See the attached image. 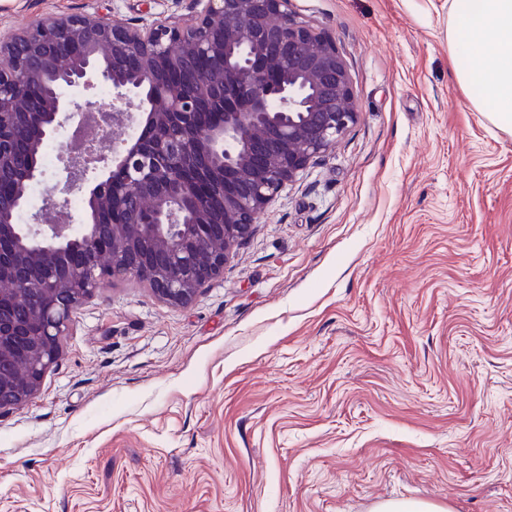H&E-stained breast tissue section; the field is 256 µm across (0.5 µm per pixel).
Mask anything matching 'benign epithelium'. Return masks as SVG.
Masks as SVG:
<instances>
[{
    "instance_id": "1",
    "label": "benign epithelium",
    "mask_w": 512,
    "mask_h": 512,
    "mask_svg": "<svg viewBox=\"0 0 512 512\" xmlns=\"http://www.w3.org/2000/svg\"><path fill=\"white\" fill-rule=\"evenodd\" d=\"M101 80L112 126L141 130L107 154L68 150L63 187L46 196L67 223H18L46 177L41 146L103 111L71 99ZM356 113L344 59L288 0H205L174 25L72 14L0 42V410L37 393L103 282L133 277L162 300L191 301ZM83 187L74 227L57 194Z\"/></svg>"
}]
</instances>
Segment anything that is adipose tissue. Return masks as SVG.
Segmentation results:
<instances>
[{"mask_svg":"<svg viewBox=\"0 0 512 512\" xmlns=\"http://www.w3.org/2000/svg\"><path fill=\"white\" fill-rule=\"evenodd\" d=\"M448 51L462 89L499 129L512 132V0H447Z\"/></svg>","mask_w":512,"mask_h":512,"instance_id":"ef3b65f1","label":"adipose tissue"}]
</instances>
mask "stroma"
Segmentation results:
<instances>
[{"label":"stroma","instance_id":"stroma-1","mask_svg":"<svg viewBox=\"0 0 512 512\" xmlns=\"http://www.w3.org/2000/svg\"><path fill=\"white\" fill-rule=\"evenodd\" d=\"M201 0H0V39ZM356 118L185 305L135 280L77 310L0 413V512H512V134L477 111L429 0H288ZM372 512H447V509L427 501L387 500L376 505Z\"/></svg>","mask_w":512,"mask_h":512}]
</instances>
